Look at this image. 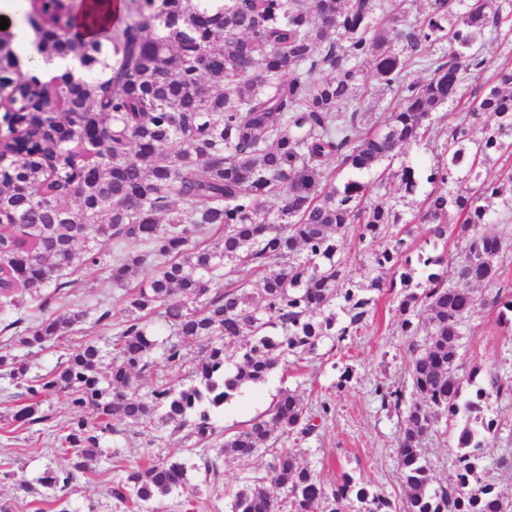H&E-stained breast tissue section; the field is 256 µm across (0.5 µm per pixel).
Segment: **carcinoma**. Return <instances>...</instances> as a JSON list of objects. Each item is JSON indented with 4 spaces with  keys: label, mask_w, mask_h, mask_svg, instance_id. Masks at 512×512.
I'll list each match as a JSON object with an SVG mask.
<instances>
[{
    "label": "carcinoma",
    "mask_w": 512,
    "mask_h": 512,
    "mask_svg": "<svg viewBox=\"0 0 512 512\" xmlns=\"http://www.w3.org/2000/svg\"><path fill=\"white\" fill-rule=\"evenodd\" d=\"M127 22L84 33L85 4L59 12L57 0H29L26 21L40 55H74L85 76L46 79L23 72L11 32L0 30V111L14 127L0 142V309L26 292L44 311L18 317L0 375L23 383L19 425L49 420L41 399L62 394L79 411L63 427L66 469L46 467L40 484L65 490L87 462L101 455L111 424L185 431L200 443L222 439L213 454L186 466L178 459L145 461L125 470L112 496L143 509L176 494L189 506L199 488L192 469L216 487L224 461L274 451L268 474L247 478L230 512H512V497L483 479L484 449L499 424L485 418L490 397L512 395V377L491 375L489 388L460 372L465 327L479 306L512 325V284L501 258L512 251V172L451 188L462 169L475 174L491 155H512V66L495 67L485 91L467 103L469 119L448 127L447 160L429 169L426 195L414 220L456 253L413 254L389 236L401 223L393 207L368 200L358 179L420 142L433 113L462 99L465 74L484 69L488 36L512 33V0H429L407 19L404 0H123ZM238 41L249 52L230 50ZM448 44L436 58L424 44ZM422 62L428 79L409 81ZM375 84L392 94L389 116L361 111ZM494 124L473 137V121ZM413 194L420 172L395 174ZM497 199L503 217L488 231ZM373 247L378 275L369 290L393 291L400 335L408 341L405 387L378 385L383 409L405 411L397 467L406 495L393 504L344 472L331 487L288 440L316 429L317 413L295 390L283 389L269 410L244 427L218 432L215 414L247 383L264 382L292 356L299 362L324 338L356 335L375 306L348 284L338 256L347 234ZM138 248L134 256L126 246ZM112 284L125 289L122 318L110 351L85 342L43 376H28L25 356L68 340L87 312L47 314L51 301L80 266L106 256ZM237 265L261 272L234 280ZM151 275L129 289L133 269ZM219 277L224 287L213 288ZM54 286L51 293L43 289ZM170 331L158 338L157 323ZM196 345L192 366L184 349ZM188 368L190 383L169 373ZM153 376L141 394L133 377ZM452 435L451 476L434 485L422 455L426 433L440 420ZM273 483L283 491L274 496Z\"/></svg>",
    "instance_id": "carcinoma-1"
}]
</instances>
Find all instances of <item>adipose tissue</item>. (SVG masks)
<instances>
[{
	"mask_svg": "<svg viewBox=\"0 0 512 512\" xmlns=\"http://www.w3.org/2000/svg\"><path fill=\"white\" fill-rule=\"evenodd\" d=\"M28 9V0H0V17L8 18L10 27L15 34V41L22 49L21 66L23 70H35L47 78L69 70H79L80 63L74 56L57 57L48 62L36 51L35 36L24 23Z\"/></svg>",
	"mask_w": 512,
	"mask_h": 512,
	"instance_id": "obj_1",
	"label": "adipose tissue"
}]
</instances>
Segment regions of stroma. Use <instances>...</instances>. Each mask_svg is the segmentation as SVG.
Instances as JSON below:
<instances>
[{
	"label": "stroma",
	"instance_id": "stroma-1",
	"mask_svg": "<svg viewBox=\"0 0 512 512\" xmlns=\"http://www.w3.org/2000/svg\"><path fill=\"white\" fill-rule=\"evenodd\" d=\"M446 129V120L433 119L429 134L420 144L404 147L397 162L392 163V170H399L404 163L424 170L432 167L443 155ZM370 198L393 205L409 222L407 242L417 243L432 256L441 253L442 243L428 235L426 225L414 223L415 199L399 190L397 179L373 183ZM73 278L71 294L59 299L54 310L62 314L71 304H79L88 313L83 330L61 346L30 355L31 375L46 374L76 351L84 339L99 337L101 329L94 320L101 309H110L113 320L121 318L122 292L113 287L107 266L81 267ZM393 319L388 298L377 299L366 325L343 346L323 340L304 366L289 365L274 372L264 383L242 387L218 412V429L239 428L264 413L284 388L296 390L312 408L320 401H331L333 413L299 446L303 458L324 483H333L347 472L385 493L391 501H399L404 495L397 471L400 417L397 412L381 409L374 394L378 384L403 382L410 358L407 342L394 331ZM460 362L469 372L482 375L492 369L512 376V327L500 324L493 309H478L461 341ZM347 368L352 371V380L347 388L337 389L336 384ZM14 391L9 380L0 378V472H9L8 477L0 475V503L8 505L10 512H38L45 505V490L38 478L48 463L67 465L68 459L60 451V427L75 412L64 396L51 395L44 398L41 408L52 414V421L29 428L18 426L13 421L18 408ZM488 413L498 420L499 431L485 450L489 466L484 478L512 495V473L495 466L500 456L512 453V400H489ZM195 445V439L168 427L149 432L133 424L117 425L104 434L102 453L89 463L87 474L68 489L67 512H123V505L112 498L110 490L124 469L150 457L194 462ZM271 460V455L263 453L245 463L227 462L224 483L216 488L203 486L200 476L190 473L191 483L200 487L198 503L191 512H229L228 503L243 477L267 474Z\"/></svg>",
	"mask_w": 512,
	"mask_h": 512
}]
</instances>
